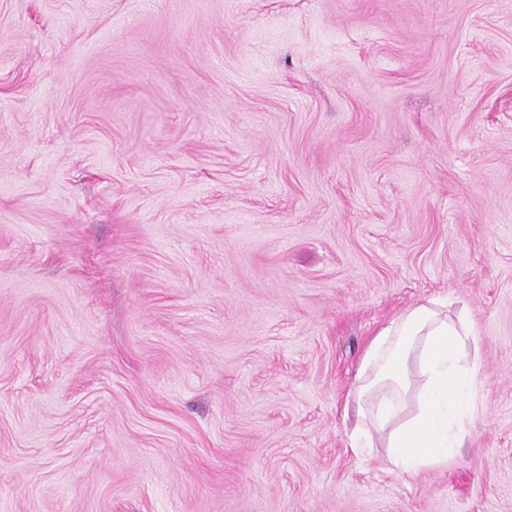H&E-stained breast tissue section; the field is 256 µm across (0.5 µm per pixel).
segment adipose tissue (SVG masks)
Here are the masks:
<instances>
[{
    "label": "adipose tissue",
    "instance_id": "obj_1",
    "mask_svg": "<svg viewBox=\"0 0 512 512\" xmlns=\"http://www.w3.org/2000/svg\"><path fill=\"white\" fill-rule=\"evenodd\" d=\"M481 343L468 312L452 319L432 300L391 320L356 376L352 449L365 453L383 440L398 474L447 463L478 417Z\"/></svg>",
    "mask_w": 512,
    "mask_h": 512
}]
</instances>
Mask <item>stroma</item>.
Here are the masks:
<instances>
[{"instance_id":"35a3bbf8","label":"stroma","mask_w":512,"mask_h":512,"mask_svg":"<svg viewBox=\"0 0 512 512\" xmlns=\"http://www.w3.org/2000/svg\"><path fill=\"white\" fill-rule=\"evenodd\" d=\"M430 297L479 416L399 476ZM0 512H512V0H0ZM481 343L467 311L451 319L434 300L391 320L356 376L351 448L366 453L382 439L397 474L447 463L478 417Z\"/></svg>"}]
</instances>
